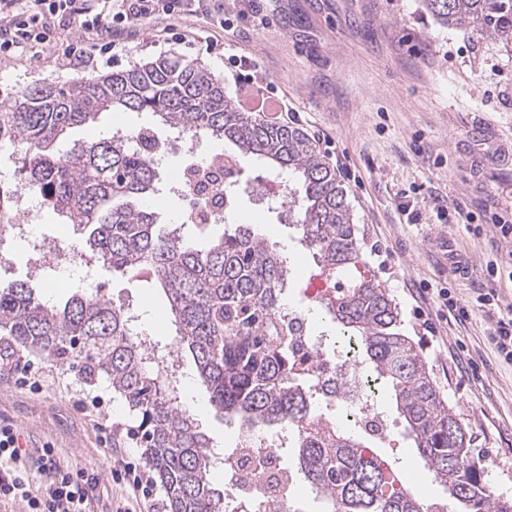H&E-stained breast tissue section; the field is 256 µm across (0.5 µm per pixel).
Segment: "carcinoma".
Listing matches in <instances>:
<instances>
[{"label":"carcinoma","instance_id":"1","mask_svg":"<svg viewBox=\"0 0 512 512\" xmlns=\"http://www.w3.org/2000/svg\"><path fill=\"white\" fill-rule=\"evenodd\" d=\"M423 6L443 27L512 43V0H423ZM114 110L150 112L163 125L228 140L271 172L296 176L301 189L288 194V220L329 280L330 292L314 303L320 322L334 325L328 343L340 352L336 363L357 361L376 399L391 390L418 457L463 512H512V498L494 495L482 481L467 427L420 348L402 333L394 299L364 260L335 169L302 128L241 109L203 62L171 54L65 86L35 83L9 100L0 112V144L16 148L18 180L0 183V224L13 218L15 195L26 187L82 228L90 256L112 274L152 272L174 316L175 352L191 354L211 407L242 426L288 437L280 456L291 465L282 467L278 485L289 491L302 476L329 512H445L444 501L422 502L400 480L381 451L388 435L376 425L346 429L328 417L334 405L296 364L276 324L288 313L287 257L247 224L202 247L185 237L199 224L157 231L161 213L142 201L159 194L161 175L138 144L154 134L152 127L54 150L72 128ZM213 198L230 213L236 191L216 185ZM0 337L57 363L79 356L84 382L109 381L165 492L164 512H225L210 485L212 444L180 401L178 380L160 370L156 345L143 344L130 316L100 289L50 306L25 282L0 285Z\"/></svg>","mask_w":512,"mask_h":512}]
</instances>
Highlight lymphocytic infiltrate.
<instances>
[{
  "label": "lymphocytic infiltrate",
  "mask_w": 512,
  "mask_h": 512,
  "mask_svg": "<svg viewBox=\"0 0 512 512\" xmlns=\"http://www.w3.org/2000/svg\"><path fill=\"white\" fill-rule=\"evenodd\" d=\"M197 16L223 27L224 0H0V52L46 44L59 27L76 35L67 64L85 66L94 51H125L113 37L117 28ZM98 484L95 472L71 470L53 446L22 447L19 431L0 424L1 500L25 512H91Z\"/></svg>",
  "instance_id": "1"
}]
</instances>
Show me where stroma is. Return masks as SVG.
Segmentation results:
<instances>
[{
  "label": "stroma",
  "mask_w": 512,
  "mask_h": 512,
  "mask_svg": "<svg viewBox=\"0 0 512 512\" xmlns=\"http://www.w3.org/2000/svg\"><path fill=\"white\" fill-rule=\"evenodd\" d=\"M261 7L266 26L242 22L220 34L203 19H169L162 36L152 24L141 25L124 35L128 53L99 57L85 68L61 65L71 38L56 30L50 44L0 54V103L37 81L64 85L170 53L201 60L218 76L225 45L255 60L256 82H226V94L254 111L282 100L297 111V126L347 189L363 256L397 302L403 334L419 345L445 398L467 424L484 483L511 498L512 363L498 359L491 332L499 312L512 309V247L497 244L493 226L495 213L512 206V47L440 27L421 0H263ZM117 123L135 128L158 121L148 112H105L71 129L56 148L107 136ZM238 168L236 208L228 222L250 225L288 256V305L308 311L314 261L300 250L281 213L258 205L254 195L258 185L275 192L294 188L295 180L269 172L251 156H239ZM435 196L446 200L448 212L431 208ZM457 206L470 212L469 223H458ZM29 258L28 247L16 245L15 264L0 273V283L26 281L46 301L65 303L70 288L60 280L31 278ZM493 259L501 270L492 284L497 308L471 305L462 325L438 309V288L470 298ZM95 277L106 299L139 307L143 329L159 342L174 335L157 283L102 267ZM464 351L476 361L475 372L459 369ZM14 356L31 360L43 381L33 389L0 371V423L17 428L29 447L53 445L73 469L99 467L97 507L108 512L120 490L111 479L114 454L100 442L98 425L111 427L125 461L147 469L141 448L127 437L125 405L106 381L84 387L77 378L81 358L59 364L27 350ZM179 365L188 381L184 399L197 404L201 431L215 451L234 447V424L211 409L190 353L181 354ZM86 388L99 397L98 417L87 416L78 403ZM389 422L384 448L413 494L425 502L443 497L403 423L394 415Z\"/></svg>",
  "instance_id": "obj_1"
}]
</instances>
